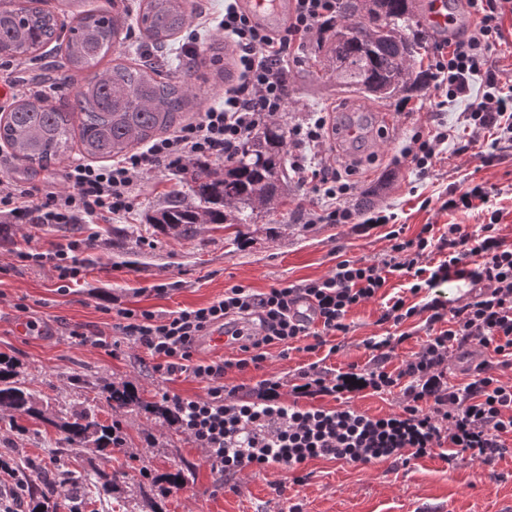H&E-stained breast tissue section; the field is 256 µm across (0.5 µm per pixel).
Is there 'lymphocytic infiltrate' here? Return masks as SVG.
<instances>
[{
    "mask_svg": "<svg viewBox=\"0 0 512 512\" xmlns=\"http://www.w3.org/2000/svg\"><path fill=\"white\" fill-rule=\"evenodd\" d=\"M467 2L477 22L466 37L449 40L448 52L433 58V89L436 96L454 100L468 95L473 77H483L484 90L472 99L462 122L472 138L488 129L512 142V82L502 80L491 61L500 24L512 15V0ZM290 4L287 24L276 30L255 22L236 0L225 5L220 26L235 42L243 70L238 83L225 89L223 104L111 165L68 166L62 173L66 191L1 180L0 214L16 224H92L131 213L130 199L145 173L160 168L178 172L200 158L232 160L244 141L284 112L290 56L336 15V0ZM325 127L319 114L295 127L290 167L298 183L323 200L320 208L307 210V223L351 224L356 219L347 204L352 187L322 158ZM489 211L488 222L471 231L452 224L439 233L426 224L416 238L406 239L401 230H391L387 257L372 263L340 260L320 280L264 293L236 284L209 306L162 319L146 310L119 308L114 328L159 359L166 373L185 372L206 382V399L176 395L170 402L181 429L205 448L213 470L276 463L295 471L316 458L368 464L424 457L438 448L488 464L502 456L505 438L512 436V383L493 373L494 366L512 365V245L497 234L500 211ZM394 272L412 277L414 294L453 281L470 284L466 297L451 304L434 298L417 308L399 295L388 299L382 321L398 325L419 311L427 313V339L414 358L387 371L394 349L389 335L367 342L372 353L368 370L333 377L314 366L301 371L292 387L294 402L282 404L281 381L264 379L258 384L259 401L225 403L227 371L261 369L273 346L286 349L310 339L320 347L328 337L347 333V313L376 297ZM301 301L310 303L313 323L296 319L294 308ZM219 329L238 341V357L195 359L199 340ZM472 344L491 351L493 360L472 366L465 382L449 384V357ZM395 388L403 397L400 413L372 418L352 404L363 391ZM318 396L333 397L335 409L312 405Z\"/></svg>",
    "mask_w": 512,
    "mask_h": 512,
    "instance_id": "lymphocytic-infiltrate-1",
    "label": "lymphocytic infiltrate"
}]
</instances>
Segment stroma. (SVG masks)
<instances>
[{"instance_id": "35a3bbf8", "label": "stroma", "mask_w": 512, "mask_h": 512, "mask_svg": "<svg viewBox=\"0 0 512 512\" xmlns=\"http://www.w3.org/2000/svg\"><path fill=\"white\" fill-rule=\"evenodd\" d=\"M187 14L175 42L194 37L203 48L189 81L196 95L193 109L201 112L237 82V53L219 26L224 0H189ZM201 14L208 18L202 26L197 23ZM210 43L222 48L220 64L210 61ZM317 46L310 41L288 61V101L280 121L292 129L310 113L324 112L341 127L358 113L368 115L362 142L338 139L326 153L331 164L357 162L349 178V206L366 218L394 215L404 237L412 238L425 224L443 228L486 221V214L477 210L441 207L450 190L480 184L491 188L488 206L501 211L499 235L512 244V143H500L491 157L481 158L460 129L467 99L435 105L429 84L388 100L338 86L325 74ZM40 73L38 63L0 59V82L11 89L10 99L0 101V116L9 111L14 97L37 91ZM433 125L448 127L451 135L439 146L431 172L422 177L401 149L416 130ZM80 159L74 151L50 167H32L0 143V175L32 185L51 182L64 189L63 170ZM179 186L176 174L155 170L139 181L132 213L111 222L0 226V353L12 358L21 379L51 409L85 405L101 423H110L113 414L104 389L123 382L158 404L167 394L205 398L206 382L157 370L144 348L118 335L107 307L148 310L163 318L180 309L208 306L235 284L266 292L324 278L341 259L371 262L390 252L386 225L305 223L306 192L296 186L286 203L262 211L242 244H233V229L220 224L201 225L190 237L165 234L149 218ZM71 241L80 244L76 256L83 277L65 292L51 266L18 257L31 247L45 251ZM383 307L377 298L353 308L346 316L348 333L330 339L335 352L293 349L283 357L270 350L262 369L228 372L226 389L235 390L236 401H253L259 380L277 377L287 383L313 362L330 375L367 368L372 358L367 341L392 330L380 320ZM31 320L38 322L40 333L26 330ZM74 330L112 338L115 348L108 352L78 344L70 336ZM120 418L126 445L101 452L91 446L64 449L60 434L38 420L0 416V458L28 485H41L44 475H51L58 485V512L71 508L67 474L95 467L120 469L126 477L110 494L88 490L80 512H499L512 500V437L506 452L488 465L466 456L448 461L437 453L365 465L312 459L303 467L304 483L296 484L287 473L256 465L244 472L214 471L204 448L181 430L135 407ZM179 469L185 475L181 485L164 483V474Z\"/></svg>"}]
</instances>
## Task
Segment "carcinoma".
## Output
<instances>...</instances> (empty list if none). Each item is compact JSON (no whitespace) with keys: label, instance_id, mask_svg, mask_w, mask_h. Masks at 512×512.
<instances>
[{"label":"carcinoma","instance_id":"cac0c4a2","mask_svg":"<svg viewBox=\"0 0 512 512\" xmlns=\"http://www.w3.org/2000/svg\"><path fill=\"white\" fill-rule=\"evenodd\" d=\"M80 11L66 26L45 0H7L0 4V58L35 60L38 51L69 28L64 63L47 68L43 81L67 83L75 72L97 66L121 43L129 28L127 16L100 8L83 9L84 0H67ZM186 0H143L136 16L151 45L167 51L186 25ZM328 34L327 71L336 83L392 98L430 80L414 73L412 62L431 40L415 12L414 0H337L336 17L323 29ZM197 66L190 58L182 64L179 81L157 79L155 63H115L86 80L63 109H47L42 94H23L0 117V140L15 158L45 168L73 150L84 157L111 158L135 145L150 143L176 128L193 96L188 79ZM288 129L277 120L261 127L245 141L224 170L209 160H198L182 172L188 191H174L153 218L161 231L187 236L200 224L240 228L255 223L258 202H279L288 197ZM107 405L115 412L137 407L152 412L171 428L176 416L145 400L137 389L110 385ZM0 411L27 415L63 434L70 448H121L126 434L119 420L104 425L93 410L73 408L56 412L45 408L18 379L13 363L0 355ZM125 478L121 470L94 469L81 482L111 492Z\"/></svg>","mask_w":512,"mask_h":512}]
</instances>
